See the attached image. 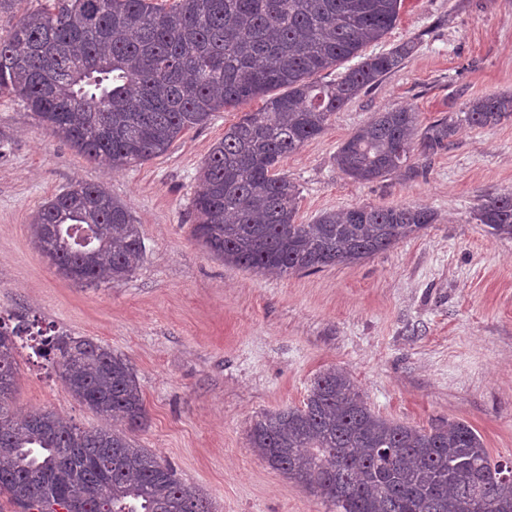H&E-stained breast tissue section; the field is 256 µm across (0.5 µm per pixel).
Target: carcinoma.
<instances>
[{
  "label": "carcinoma",
  "instance_id": "1",
  "mask_svg": "<svg viewBox=\"0 0 512 512\" xmlns=\"http://www.w3.org/2000/svg\"><path fill=\"white\" fill-rule=\"evenodd\" d=\"M403 0H45L0 35V94L90 161L120 170L157 157L213 113L253 98L199 170L192 237L254 272H316L383 252L436 223L423 206H354L296 223L297 187L282 162L330 117L412 55L418 39L365 55L395 25ZM360 61L321 82L327 69ZM285 89L282 94L278 89ZM512 119V94L488 95L426 126L406 107L378 112L338 149L358 182L417 173L453 145L457 126ZM476 217L512 239V192L480 200ZM34 244L77 283H120L145 245L127 207L101 184L77 182L45 201ZM33 324L0 321V494L22 512H214L199 489L141 447L147 410L129 363L104 345L39 330L37 353L70 394L112 421L80 428L43 409L16 420L17 340ZM249 441L259 457L340 512H512V468L466 421L417 428L376 414L341 370L312 381L301 407L269 412Z\"/></svg>",
  "mask_w": 512,
  "mask_h": 512
}]
</instances>
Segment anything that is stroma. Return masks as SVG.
Instances as JSON below:
<instances>
[{"label":"stroma","instance_id":"obj_1","mask_svg":"<svg viewBox=\"0 0 512 512\" xmlns=\"http://www.w3.org/2000/svg\"><path fill=\"white\" fill-rule=\"evenodd\" d=\"M418 38L414 53L333 114L282 164L297 223L358 205H420L436 224L365 261L304 274L255 273L213 258L191 235L198 170L252 99L214 113L169 150L115 172L86 161L0 95V316L108 346L133 367L148 412L135 438L200 488L216 512H338L253 451L267 412L302 406L314 377L347 372L378 415L419 428L471 424L512 458V239L476 219L482 197L512 191V120L461 126L417 176L356 182L339 146L376 113L407 106L420 124L470 100L512 94V0H403L365 54ZM78 181L102 183L139 225L144 259L119 284L59 275L33 246L39 206ZM9 413L104 419L74 400L47 362L17 357Z\"/></svg>","mask_w":512,"mask_h":512}]
</instances>
